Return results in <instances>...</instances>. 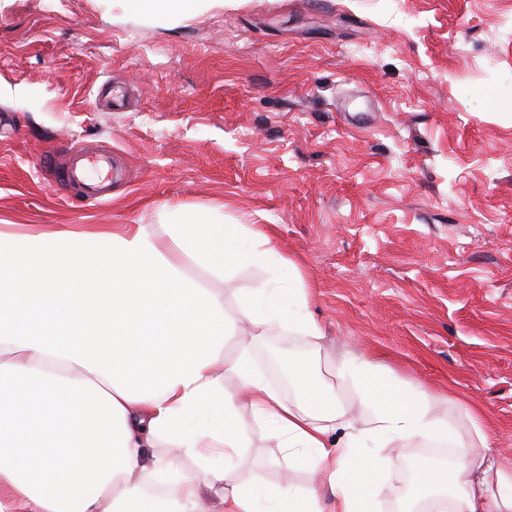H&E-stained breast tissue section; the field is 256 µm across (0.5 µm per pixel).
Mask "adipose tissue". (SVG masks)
<instances>
[{
	"mask_svg": "<svg viewBox=\"0 0 512 512\" xmlns=\"http://www.w3.org/2000/svg\"><path fill=\"white\" fill-rule=\"evenodd\" d=\"M166 216L158 233L147 224L0 230V512H196L206 497L224 512H379V452L411 441L452 450L449 464L416 462L415 501L434 512H512V468L485 454L491 432L482 418L470 411L466 428L449 426L433 416L429 394L362 354L346 353L338 376L357 390L363 413L337 402L302 364L291 370L298 400L284 399L256 369L253 347L276 329L313 344L322 338L296 265L239 298L250 331L238 337L223 296L182 267L229 278L241 265L267 262L268 238L207 210L174 207ZM19 265L36 270L35 283L8 278ZM29 300L41 316L18 323L16 310ZM228 375L237 382L232 393ZM243 409L318 483L239 482ZM30 420L79 451L35 454L39 468L65 471L56 485L35 482L10 450ZM184 457L196 471L181 467ZM158 484L164 497L150 492Z\"/></svg>",
	"mask_w": 512,
	"mask_h": 512,
	"instance_id": "ef3b65f1",
	"label": "adipose tissue"
}]
</instances>
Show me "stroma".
I'll return each instance as SVG.
<instances>
[{
    "label": "stroma",
    "instance_id": "35a3bbf8",
    "mask_svg": "<svg viewBox=\"0 0 512 512\" xmlns=\"http://www.w3.org/2000/svg\"><path fill=\"white\" fill-rule=\"evenodd\" d=\"M127 103L94 107L105 81ZM118 169L106 202L53 182L76 144ZM257 224L298 267L320 349L274 333L259 369L329 378L362 352L458 419L480 409L512 463V0H203L150 18L127 0H0V229L160 224L167 207ZM237 296L267 279L245 264ZM243 483L305 487L243 414ZM383 512H404L418 458L382 450Z\"/></svg>",
    "mask_w": 512,
    "mask_h": 512
}]
</instances>
